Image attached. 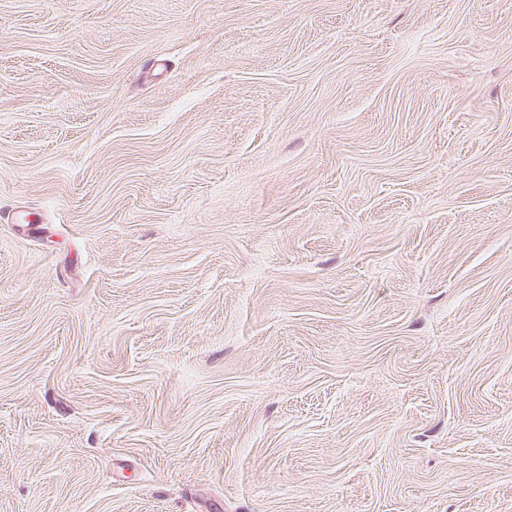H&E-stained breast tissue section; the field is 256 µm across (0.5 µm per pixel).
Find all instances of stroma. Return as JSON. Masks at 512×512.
Returning <instances> with one entry per match:
<instances>
[{"label": "stroma", "mask_w": 512, "mask_h": 512, "mask_svg": "<svg viewBox=\"0 0 512 512\" xmlns=\"http://www.w3.org/2000/svg\"><path fill=\"white\" fill-rule=\"evenodd\" d=\"M0 512H512V0H0Z\"/></svg>", "instance_id": "obj_1"}]
</instances>
